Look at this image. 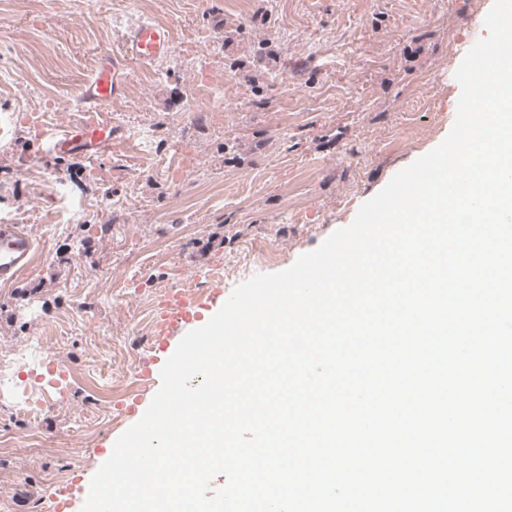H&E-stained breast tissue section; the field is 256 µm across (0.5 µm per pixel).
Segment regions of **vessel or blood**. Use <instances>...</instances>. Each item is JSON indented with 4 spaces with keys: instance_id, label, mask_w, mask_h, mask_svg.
Returning <instances> with one entry per match:
<instances>
[{
    "instance_id": "1",
    "label": "vessel or blood",
    "mask_w": 512,
    "mask_h": 512,
    "mask_svg": "<svg viewBox=\"0 0 512 512\" xmlns=\"http://www.w3.org/2000/svg\"><path fill=\"white\" fill-rule=\"evenodd\" d=\"M174 49L169 26L143 22L124 36L122 49L97 55L83 82L74 120L41 133L51 153L60 158L91 159L111 151L114 131L112 105L127 93L131 65L146 67L168 57ZM36 242L24 225L0 221V282H13L33 261ZM204 305L184 290L170 295L163 305L160 328L187 329L203 318Z\"/></svg>"
}]
</instances>
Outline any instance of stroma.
<instances>
[{
    "instance_id": "35a3bbf8",
    "label": "stroma",
    "mask_w": 512,
    "mask_h": 512,
    "mask_svg": "<svg viewBox=\"0 0 512 512\" xmlns=\"http://www.w3.org/2000/svg\"><path fill=\"white\" fill-rule=\"evenodd\" d=\"M493 0H0V219L21 216L34 263L0 284V345L38 338L69 371L38 426L0 409V499L28 512L47 476L91 470L98 445L144 414L128 397L147 352L145 300L186 283L204 298L218 264L275 250L284 270L350 225L398 172L441 144L461 88L453 76ZM159 21L173 61L132 66L112 106L119 135L91 162L47 155L39 125L75 117L98 53ZM267 44L273 57L254 50ZM238 61L241 72L231 71ZM216 88L195 109L179 101ZM170 167L169 178L156 176ZM123 403L77 435L92 394Z\"/></svg>"
}]
</instances>
